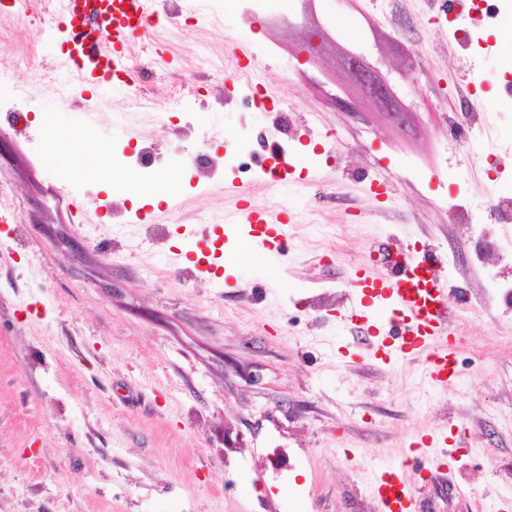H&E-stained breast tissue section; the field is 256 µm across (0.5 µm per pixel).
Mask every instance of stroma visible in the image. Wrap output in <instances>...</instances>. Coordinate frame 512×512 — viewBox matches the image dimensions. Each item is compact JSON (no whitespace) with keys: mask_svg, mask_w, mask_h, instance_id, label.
Here are the masks:
<instances>
[{"mask_svg":"<svg viewBox=\"0 0 512 512\" xmlns=\"http://www.w3.org/2000/svg\"><path fill=\"white\" fill-rule=\"evenodd\" d=\"M288 2L253 19L241 0H182L184 23L131 41L139 76L117 93L84 90L61 65V0H0V84L21 112L0 113V512H377L368 466L458 425L456 470L408 475L420 512H475L478 501L512 512V308L484 295L488 272L512 280V265L470 257L446 205L466 201L512 247V223L487 209L490 192L512 193V106L450 125L512 81L496 36L512 0L468 48L448 0ZM353 53L390 82L404 123L363 94L345 64ZM206 57L223 72L203 68ZM247 79L274 110L243 97ZM336 96L356 111L337 110ZM55 130L78 156L147 152L179 186L114 200L112 182L138 168L74 180L52 163ZM239 139L252 173L196 171L198 151L220 157ZM288 141L290 173L269 187L261 169ZM64 188L84 219H71ZM276 196L295 216L281 271L224 221L240 199ZM157 224L166 236L150 234ZM217 226L214 270L199 272L187 254ZM408 246L436 270L456 258L460 379L445 390L423 381L421 360L376 364L365 329L341 316L356 271L385 273L387 252ZM271 448L297 459L292 483L270 480Z\"/></svg>","mask_w":512,"mask_h":512,"instance_id":"1","label":"stroma"}]
</instances>
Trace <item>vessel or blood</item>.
I'll return each instance as SVG.
<instances>
[{"instance_id": "1", "label": "vessel or blood", "mask_w": 512, "mask_h": 512, "mask_svg": "<svg viewBox=\"0 0 512 512\" xmlns=\"http://www.w3.org/2000/svg\"><path fill=\"white\" fill-rule=\"evenodd\" d=\"M159 9V0H65L56 25L64 64L84 83L107 82L115 91L128 90L134 66L125 49L158 19ZM285 212V207L276 203L246 208L240 215L268 265L278 269L291 238L289 224L281 219ZM416 266L411 257L389 275L370 280V296L384 304L390 324L388 336H374L370 346L388 366L402 359H423L424 379L431 386L444 388L457 379L448 327V285L435 277L426 286H415L412 272ZM456 462L438 432L413 440L403 465H370L368 488L379 512H419L406 480L407 470L450 471Z\"/></svg>"}]
</instances>
